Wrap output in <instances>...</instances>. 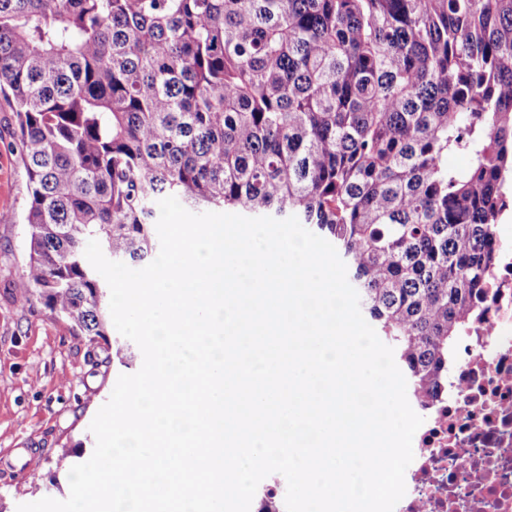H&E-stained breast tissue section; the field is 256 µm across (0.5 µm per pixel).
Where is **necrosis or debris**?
Segmentation results:
<instances>
[{
	"instance_id": "necrosis-or-debris-1",
	"label": "necrosis or debris",
	"mask_w": 512,
	"mask_h": 512,
	"mask_svg": "<svg viewBox=\"0 0 512 512\" xmlns=\"http://www.w3.org/2000/svg\"><path fill=\"white\" fill-rule=\"evenodd\" d=\"M488 309L455 346L448 396L413 437L395 512H512V225Z\"/></svg>"
}]
</instances>
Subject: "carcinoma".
<instances>
[{
    "label": "carcinoma",
    "instance_id": "carcinoma-1",
    "mask_svg": "<svg viewBox=\"0 0 512 512\" xmlns=\"http://www.w3.org/2000/svg\"><path fill=\"white\" fill-rule=\"evenodd\" d=\"M0 97L27 174L19 287L89 343L112 318L88 241L146 259L174 196L296 216L419 409L448 392L512 206V0H0Z\"/></svg>",
    "mask_w": 512,
    "mask_h": 512
}]
</instances>
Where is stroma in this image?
I'll return each instance as SVG.
<instances>
[{
  "label": "stroma",
  "instance_id": "obj_1",
  "mask_svg": "<svg viewBox=\"0 0 512 512\" xmlns=\"http://www.w3.org/2000/svg\"><path fill=\"white\" fill-rule=\"evenodd\" d=\"M27 176L15 146V115L0 100V512L69 495V471L95 448L90 424L119 375L136 373L142 353L105 363L71 323L18 286L27 261ZM37 454L35 476L22 460Z\"/></svg>",
  "mask_w": 512,
  "mask_h": 512
}]
</instances>
